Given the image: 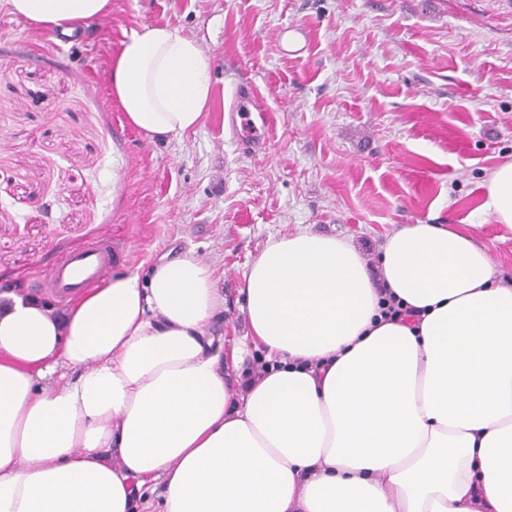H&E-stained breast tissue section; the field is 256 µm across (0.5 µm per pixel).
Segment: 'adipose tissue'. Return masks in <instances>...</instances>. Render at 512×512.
I'll use <instances>...</instances> for the list:
<instances>
[{
  "mask_svg": "<svg viewBox=\"0 0 512 512\" xmlns=\"http://www.w3.org/2000/svg\"><path fill=\"white\" fill-rule=\"evenodd\" d=\"M111 0H0L69 33ZM109 83L148 141L196 129L211 97L197 42L131 31ZM478 210L512 232V162ZM419 321H387L377 282ZM213 264L163 255L63 313L0 294V512H512V283L471 235L407 224L370 268L305 226L243 275L260 376L231 373L209 329Z\"/></svg>",
  "mask_w": 512,
  "mask_h": 512,
  "instance_id": "ef3b65f1",
  "label": "adipose tissue"
}]
</instances>
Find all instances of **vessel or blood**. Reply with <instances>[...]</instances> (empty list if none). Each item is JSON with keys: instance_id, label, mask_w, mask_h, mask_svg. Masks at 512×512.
Returning a JSON list of instances; mask_svg holds the SVG:
<instances>
[{"instance_id": "b4317fda", "label": "vessel or blood", "mask_w": 512, "mask_h": 512, "mask_svg": "<svg viewBox=\"0 0 512 512\" xmlns=\"http://www.w3.org/2000/svg\"><path fill=\"white\" fill-rule=\"evenodd\" d=\"M257 97H249L240 101L235 112L240 120L243 133L261 140L262 134L258 131L257 122H268L267 113H260L259 117H252L251 109L257 106ZM112 270V247L101 244L71 253L52 272L47 286L59 298H70L80 288L97 283L107 278Z\"/></svg>"}]
</instances>
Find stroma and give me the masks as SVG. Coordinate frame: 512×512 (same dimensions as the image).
<instances>
[{"label": "stroma", "mask_w": 512, "mask_h": 512, "mask_svg": "<svg viewBox=\"0 0 512 512\" xmlns=\"http://www.w3.org/2000/svg\"><path fill=\"white\" fill-rule=\"evenodd\" d=\"M166 24L197 41L212 97L202 124L151 144L108 82L130 30ZM310 34L278 46L282 26ZM256 87L271 116L244 148L224 115ZM512 161V0H112L65 37L0 9V280L46 288L68 254L112 245V271L162 255L215 264L225 354L244 338V272L269 238L305 225L376 263L405 224L470 229L512 280V233L478 213Z\"/></svg>", "instance_id": "obj_1"}]
</instances>
